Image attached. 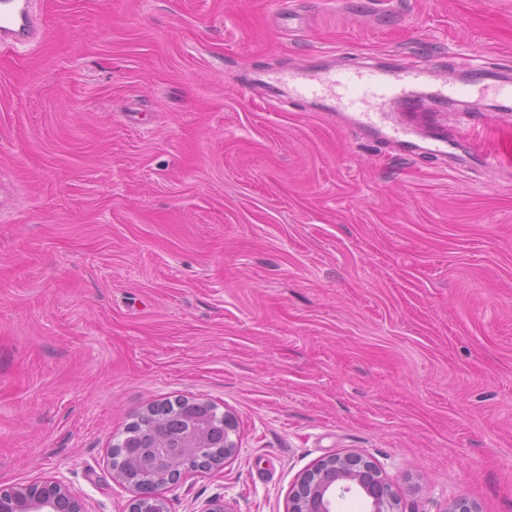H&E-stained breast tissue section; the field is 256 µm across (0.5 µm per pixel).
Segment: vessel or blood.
Masks as SVG:
<instances>
[{"instance_id":"obj_1","label":"vessel or blood","mask_w":512,"mask_h":512,"mask_svg":"<svg viewBox=\"0 0 512 512\" xmlns=\"http://www.w3.org/2000/svg\"><path fill=\"white\" fill-rule=\"evenodd\" d=\"M38 22L31 0H0V43L12 46L31 43L37 36ZM267 78L278 85L295 106L319 104L328 111L348 118L351 127L373 131L381 139L395 144L402 155H413L418 145L411 125L390 111L389 103L408 107L416 98L421 81H429L432 98L453 102L480 97L489 100L491 108L485 121H495L506 101H512V83L503 81L487 85L472 78L457 80L442 69L404 66L387 72L377 67H360L347 71L320 70L312 66L269 70ZM479 159L490 171L512 175V150L479 152Z\"/></svg>"}]
</instances>
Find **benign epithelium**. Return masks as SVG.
<instances>
[{"label": "benign epithelium", "mask_w": 512, "mask_h": 512, "mask_svg": "<svg viewBox=\"0 0 512 512\" xmlns=\"http://www.w3.org/2000/svg\"><path fill=\"white\" fill-rule=\"evenodd\" d=\"M210 403L187 398L167 415L149 409L137 431L111 450L114 479L131 493L130 512H169L163 490L198 470L224 468L237 450L228 416L213 420ZM362 492L370 512H395L397 497L381 473L357 455L320 462L301 480L289 512H336V502ZM0 512H85L82 497L62 477L0 487Z\"/></svg>", "instance_id": "1"}]
</instances>
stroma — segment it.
<instances>
[{"label": "stroma", "instance_id": "stroma-1", "mask_svg": "<svg viewBox=\"0 0 512 512\" xmlns=\"http://www.w3.org/2000/svg\"><path fill=\"white\" fill-rule=\"evenodd\" d=\"M34 2L44 41L0 44V487L62 476L128 512L112 445L193 397L238 448L170 512H287L349 454L399 512H512V180L249 83L318 58L512 74V0Z\"/></svg>", "mask_w": 512, "mask_h": 512}]
</instances>
